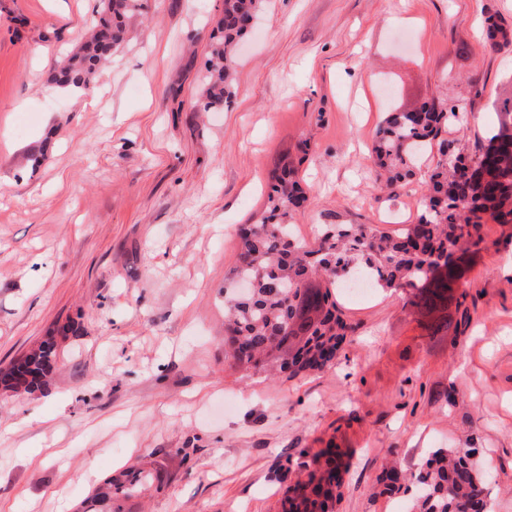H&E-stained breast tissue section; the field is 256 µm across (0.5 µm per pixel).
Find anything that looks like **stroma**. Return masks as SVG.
<instances>
[{"mask_svg": "<svg viewBox=\"0 0 512 512\" xmlns=\"http://www.w3.org/2000/svg\"><path fill=\"white\" fill-rule=\"evenodd\" d=\"M97 5L0 0V367L50 337L59 352L41 391L0 389V512H75L149 460L154 485L126 512H280L278 467L331 443L348 465L336 512H404L374 494L386 460L470 435L490 512H512V224L466 246L447 335L424 336L405 293L340 289L355 331L335 368L272 380L224 364V278L275 163L292 157L308 190L298 240L384 226L392 208L414 223L426 178L379 189L378 126L435 99L466 110L448 136L478 152L512 96V46L491 49L485 19L512 29V0H265L218 112L194 106L224 0H146L91 98L58 94Z\"/></svg>", "mask_w": 512, "mask_h": 512, "instance_id": "35a3bbf8", "label": "stroma"}]
</instances>
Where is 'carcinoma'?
I'll use <instances>...</instances> for the list:
<instances>
[{"label":"carcinoma","mask_w":512,"mask_h":512,"mask_svg":"<svg viewBox=\"0 0 512 512\" xmlns=\"http://www.w3.org/2000/svg\"><path fill=\"white\" fill-rule=\"evenodd\" d=\"M261 7L262 0H224L205 63L199 111L220 110L231 99L233 47ZM142 10L143 0H101L99 25L66 57L53 81L86 85L124 44L128 21ZM487 38L493 49L512 45V31L495 22H488ZM497 113L498 127L475 155L441 137L463 121L454 106L432 100L413 111L389 113L372 149L376 179L389 193L405 188L419 158L436 147L422 212L416 223L395 234L368 224H324L312 246L290 238V219L308 197L294 161L281 159L271 171L264 213L241 229L237 265L224 287V362L272 379L333 367L354 331L332 292L349 272L372 277L377 288L410 290L407 304L424 317L426 335H447L448 308L456 297H465L458 293L462 267L449 256L460 239L479 236L487 221L512 224V97L499 104ZM55 358V341L42 342L0 372V386L13 392L41 387ZM480 454L469 439L462 448L435 451L409 472L392 461L377 480L378 493L410 498V512H488L487 474L475 463ZM343 456L331 445L301 452L297 467L306 479L286 485L281 512H335ZM151 477L143 466L111 476L84 500L81 512H122V502L140 493Z\"/></svg>","instance_id":"carcinoma-1"}]
</instances>
